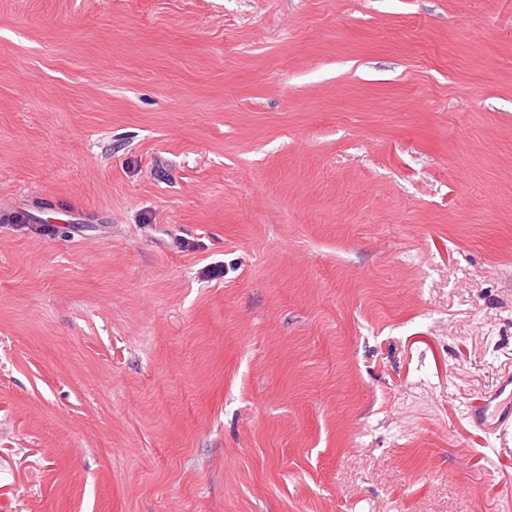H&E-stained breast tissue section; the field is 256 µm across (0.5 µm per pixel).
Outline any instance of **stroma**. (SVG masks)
I'll use <instances>...</instances> for the list:
<instances>
[{
	"mask_svg": "<svg viewBox=\"0 0 512 512\" xmlns=\"http://www.w3.org/2000/svg\"><path fill=\"white\" fill-rule=\"evenodd\" d=\"M0 512H512V0H0ZM504 395H507L512 403L511 371L501 376L494 393L485 394L480 402L470 407L468 418L482 431L506 435L508 431H512V411L499 410L498 405L492 408V403Z\"/></svg>",
	"mask_w": 512,
	"mask_h": 512,
	"instance_id": "1",
	"label": "stroma"
}]
</instances>
